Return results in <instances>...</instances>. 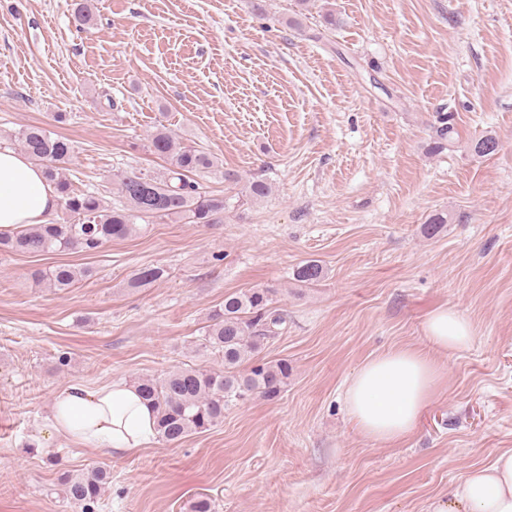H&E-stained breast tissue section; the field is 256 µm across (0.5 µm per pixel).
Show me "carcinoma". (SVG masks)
Instances as JSON below:
<instances>
[{"label": "carcinoma", "mask_w": 512, "mask_h": 512, "mask_svg": "<svg viewBox=\"0 0 512 512\" xmlns=\"http://www.w3.org/2000/svg\"><path fill=\"white\" fill-rule=\"evenodd\" d=\"M21 150L43 169L54 184L59 205L67 218L53 224H33L24 229L0 233V252L45 254L77 251L94 254L108 242L125 239L142 230V224L165 219H185L191 224H214L229 207V200L213 195L195 176L213 166L212 158L191 145L180 142L172 131L159 125L150 135L149 152L164 159L168 167L160 172H141L120 180L117 199L105 201L98 192L75 191L65 163L71 143L38 125H28L13 134ZM454 125L440 118L436 128L435 149L453 145ZM498 142L484 136L472 143L475 154H495ZM270 193V185L253 178L245 185V196L258 200ZM91 275L87 268L68 263L55 266L38 281L63 291ZM161 267L140 268L128 282L140 288L161 280ZM296 278L314 284L324 278V269L316 260L297 268ZM286 317L272 306L270 290L251 288L224 296L222 309L211 315L201 346L214 350L224 359L220 372L196 368L179 369L162 377H141L136 381L143 399L153 406L157 418V438L165 444H177L191 434L206 432L224 421L231 405L261 396L277 397L288 384L289 367L285 361L262 363L240 373L236 368L249 356L281 334ZM110 473L103 467L73 474L64 472L59 481L66 499L81 512H97Z\"/></svg>", "instance_id": "1"}]
</instances>
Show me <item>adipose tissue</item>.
Masks as SVG:
<instances>
[{"instance_id": "1", "label": "adipose tissue", "mask_w": 512, "mask_h": 512, "mask_svg": "<svg viewBox=\"0 0 512 512\" xmlns=\"http://www.w3.org/2000/svg\"><path fill=\"white\" fill-rule=\"evenodd\" d=\"M58 195L42 169L15 151L0 150V232L51 223ZM430 345L463 349L473 341L469 321L441 308L426 319ZM442 374L429 354L397 347L368 358L349 379L345 402L357 430L377 441L407 438L434 399ZM54 432L84 448L127 456L152 444L156 414L134 383L118 380L89 389L71 384L51 400ZM431 512H512V449L471 469Z\"/></svg>"}]
</instances>
